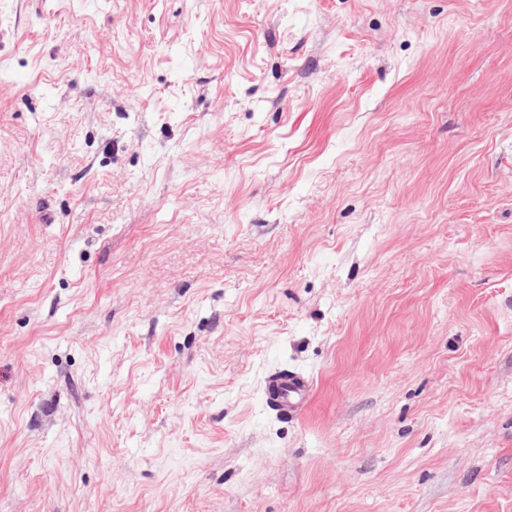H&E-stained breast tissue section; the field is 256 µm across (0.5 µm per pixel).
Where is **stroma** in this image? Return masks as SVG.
<instances>
[{
	"instance_id": "obj_1",
	"label": "stroma",
	"mask_w": 512,
	"mask_h": 512,
	"mask_svg": "<svg viewBox=\"0 0 512 512\" xmlns=\"http://www.w3.org/2000/svg\"><path fill=\"white\" fill-rule=\"evenodd\" d=\"M0 512H512V0H0ZM313 386V378L303 371L273 373L267 377L265 402L275 404L285 416L297 418L306 409Z\"/></svg>"
}]
</instances>
